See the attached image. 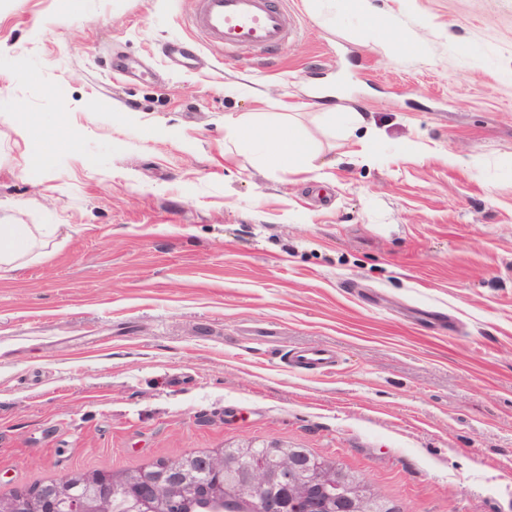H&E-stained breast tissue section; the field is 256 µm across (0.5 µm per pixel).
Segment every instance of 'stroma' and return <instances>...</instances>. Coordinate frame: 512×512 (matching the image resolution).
<instances>
[{
	"label": "stroma",
	"instance_id": "stroma-1",
	"mask_svg": "<svg viewBox=\"0 0 512 512\" xmlns=\"http://www.w3.org/2000/svg\"><path fill=\"white\" fill-rule=\"evenodd\" d=\"M371 3L281 0L267 54L197 0H0V222L52 227L0 271V498L276 443L404 512H512V0ZM229 116L291 117L315 170ZM314 346L335 370L284 364ZM311 9L321 22L329 26L336 15L357 18L371 28H384L389 25L386 17L377 15L370 0H310Z\"/></svg>",
	"mask_w": 512,
	"mask_h": 512
}]
</instances>
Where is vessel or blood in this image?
I'll return each mask as SVG.
<instances>
[{
    "label": "vessel or blood",
    "instance_id": "vessel-or-blood-1",
    "mask_svg": "<svg viewBox=\"0 0 512 512\" xmlns=\"http://www.w3.org/2000/svg\"><path fill=\"white\" fill-rule=\"evenodd\" d=\"M191 25L224 48L262 52L277 50L294 33L290 14L275 0H198ZM337 357L334 349L316 347L292 352L286 363L323 373L333 369Z\"/></svg>",
    "mask_w": 512,
    "mask_h": 512
}]
</instances>
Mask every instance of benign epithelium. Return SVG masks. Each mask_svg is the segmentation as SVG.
I'll use <instances>...</instances> for the list:
<instances>
[{
    "mask_svg": "<svg viewBox=\"0 0 512 512\" xmlns=\"http://www.w3.org/2000/svg\"><path fill=\"white\" fill-rule=\"evenodd\" d=\"M197 469L190 456L171 459L159 470H143L121 482L110 478L78 481L65 477L27 499H0V512H112V500L124 497L129 512H181L201 475L211 480V512L246 507L250 512H306L315 492L325 512H372L374 496L354 475L302 448H290L272 463L240 468L224 455L201 457Z\"/></svg>",
    "mask_w": 512,
    "mask_h": 512,
    "instance_id": "7a95c632",
    "label": "benign epithelium"
}]
</instances>
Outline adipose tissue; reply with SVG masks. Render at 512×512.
Segmentation results:
<instances>
[{"label":"adipose tissue","instance_id":"ef3b65f1","mask_svg":"<svg viewBox=\"0 0 512 512\" xmlns=\"http://www.w3.org/2000/svg\"><path fill=\"white\" fill-rule=\"evenodd\" d=\"M315 15L324 24L336 16L357 18L372 28L388 26L387 18L377 15L370 0H310ZM238 135L256 142L264 157L280 160L307 171L318 154L305 129L291 120L257 124L239 120L234 124ZM37 240L27 225L0 223V267L16 268L36 247Z\"/></svg>","mask_w":512,"mask_h":512}]
</instances>
